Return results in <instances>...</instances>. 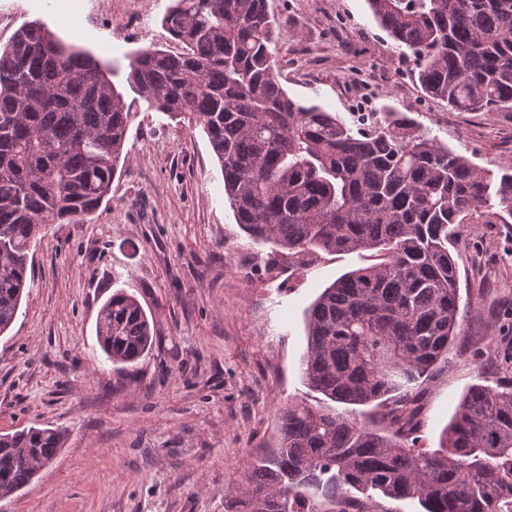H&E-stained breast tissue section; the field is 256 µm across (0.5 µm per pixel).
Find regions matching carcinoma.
I'll list each match as a JSON object with an SVG mask.
<instances>
[{
    "label": "carcinoma",
    "instance_id": "obj_1",
    "mask_svg": "<svg viewBox=\"0 0 512 512\" xmlns=\"http://www.w3.org/2000/svg\"><path fill=\"white\" fill-rule=\"evenodd\" d=\"M420 87L459 112L512 115V0H366ZM180 51H138L126 81L150 107L202 128L237 223L301 258L376 251L306 314V384L334 403L382 407L361 422L290 401L276 446L255 460L240 512H318L314 487L350 512L352 491L418 499L425 512H512V379L469 389L440 448L417 447L413 383L461 335L449 246L462 224H512V173L493 176L387 110L353 130L279 81L267 0H175L161 20ZM133 112L100 63L40 22L0 49V335L14 323L31 247L82 224L110 195ZM106 361L155 343L140 301L99 308ZM67 441L58 428L0 434V499L27 487Z\"/></svg>",
    "mask_w": 512,
    "mask_h": 512
}]
</instances>
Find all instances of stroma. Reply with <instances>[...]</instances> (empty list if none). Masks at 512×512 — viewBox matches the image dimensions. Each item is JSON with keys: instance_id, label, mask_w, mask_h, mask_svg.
<instances>
[{"instance_id": "1", "label": "stroma", "mask_w": 512, "mask_h": 512, "mask_svg": "<svg viewBox=\"0 0 512 512\" xmlns=\"http://www.w3.org/2000/svg\"><path fill=\"white\" fill-rule=\"evenodd\" d=\"M173 0H0V48L28 22L89 51L135 118L111 198L84 224H52L32 249L15 322L0 336V432L66 430L58 457L0 512H239L245 478L278 434L288 401L318 406L303 380L304 313L370 252L316 251L305 262L253 242L224 196L201 128L129 91L134 52L178 51L161 20ZM279 80L290 97L358 127L353 101L373 84L392 108L479 168L512 170V117L458 112L428 97L411 60L365 0H267ZM452 253L461 334L423 384L418 445L438 449L462 395L511 371L512 224H464ZM152 315L156 343L129 371L95 337L116 290Z\"/></svg>"}]
</instances>
